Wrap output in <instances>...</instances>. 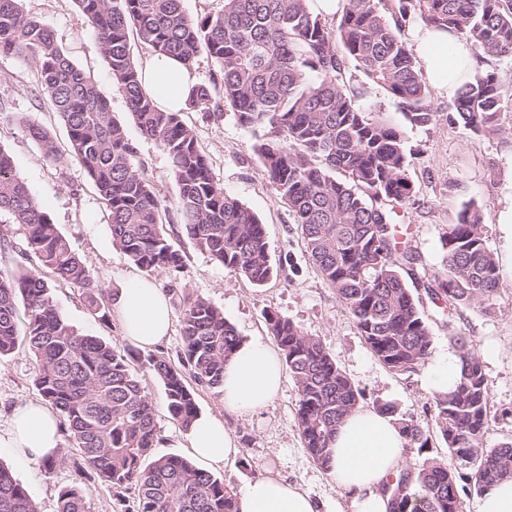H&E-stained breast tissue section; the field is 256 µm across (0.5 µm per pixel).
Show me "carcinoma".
<instances>
[{
  "label": "carcinoma",
  "mask_w": 512,
  "mask_h": 512,
  "mask_svg": "<svg viewBox=\"0 0 512 512\" xmlns=\"http://www.w3.org/2000/svg\"><path fill=\"white\" fill-rule=\"evenodd\" d=\"M0 0V54L30 57L39 92L64 121L69 154L79 161L105 202L113 244L150 273L182 266L164 228L167 206L135 168L136 149L106 99L70 60L52 32L20 8ZM339 22L316 15L311 0H224L216 13L196 18L182 0H76L79 19L93 29L114 86L140 133L168 154L178 186L182 230L201 251L256 286L276 273L263 224L211 175L209 161L182 111L160 109L141 83L129 46L134 34L157 56L192 67L202 53L219 67L222 98L196 85L187 109L217 114L230 107L238 120L262 131L256 147L276 196L301 227L308 259L332 288L378 361L390 371H415L433 349L431 325L403 271L420 255L397 241L392 203L412 190L400 129L362 111L338 83L346 62L398 101L413 125L431 122L429 84L403 39L421 22L466 41L474 55L512 58V0H342ZM504 74L492 69L462 80L448 117L476 133L498 130L505 107ZM50 162L62 159L50 131L26 125ZM342 173L339 179L336 173ZM0 209L27 227V248L54 278L84 289L102 321L108 312L88 265L0 149ZM442 269L427 294L448 312V339L461 361V378L436 396L435 431L455 463L434 457L388 478L389 512H464V498L512 479V440L483 446L490 395L470 337L453 317L479 306L492 309L498 264L486 225L473 207L448 225ZM28 312L18 322V305ZM268 330L297 389V422L312 461L330 470L327 451L336 427L360 407L362 391L315 336L271 313ZM183 366L196 384L218 389L224 363L240 342L224 313L204 298L187 299L182 319ZM39 362L35 385L62 418L63 432L81 450L76 478L59 493L57 512H90L82 478L90 470L114 488L137 490L135 512H238L237 493L224 479L177 455H158L154 406L129 368V353L97 336L79 333L53 301L37 272L0 271V362L20 345ZM163 384L167 410L186 427L198 413L194 391L179 367L162 355L143 358ZM405 447L423 453L431 435L397 419ZM0 512H39L29 491L0 464Z\"/></svg>",
  "instance_id": "1"
}]
</instances>
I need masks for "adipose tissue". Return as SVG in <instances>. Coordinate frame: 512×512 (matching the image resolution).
Wrapping results in <instances>:
<instances>
[{"label":"adipose tissue","instance_id":"obj_1","mask_svg":"<svg viewBox=\"0 0 512 512\" xmlns=\"http://www.w3.org/2000/svg\"><path fill=\"white\" fill-rule=\"evenodd\" d=\"M415 42L430 82L446 94L459 84L461 64L472 63L467 43L441 30L419 27ZM144 88L159 107L184 108L188 92L196 83L192 70L171 57H154L141 67ZM117 314L127 341L152 349L168 336L172 314L168 301L154 279L127 277L119 290ZM285 366L278 349L261 341H241L224 367L220 394L225 410L247 414L264 408L278 395ZM193 456L208 468L224 466L239 452L231 431L222 419L198 414L184 434ZM61 445L59 416L40 402L18 406L0 449H9L26 461L55 457ZM404 436L391 415L360 408L338 426L331 444L329 474L337 490L347 496L353 512H388V497L382 483L405 467ZM239 512H319L316 501L299 486L275 477L249 482L237 503Z\"/></svg>","mask_w":512,"mask_h":512}]
</instances>
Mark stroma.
I'll return each instance as SVG.
<instances>
[{
    "label": "stroma",
    "mask_w": 512,
    "mask_h": 512,
    "mask_svg": "<svg viewBox=\"0 0 512 512\" xmlns=\"http://www.w3.org/2000/svg\"><path fill=\"white\" fill-rule=\"evenodd\" d=\"M25 13L48 27L57 44L75 65L90 76L109 103L113 117L125 125L136 148L135 167L171 207L163 223L174 246L184 256L180 272L157 275L156 281L173 312L172 332L156 347V354L173 364L184 358L180 323L186 297H202L220 308L240 337L272 343L266 324L268 313L290 319L305 334L321 339L338 365L362 390L363 407L392 406L397 416L433 429L434 395L427 386L430 364L397 375L383 366L365 343L352 317L324 283L305 252L301 229L268 183L256 152L258 134L242 125L232 110L222 117L185 112L205 152L214 180L262 220L270 253L278 269L276 278L262 287L229 272L209 254L194 247L180 230V217L172 204L178 194L171 162L153 140L143 137L129 114L126 102L112 84L108 62L95 34L80 25L75 0H21ZM344 84L355 87L358 104L372 116L399 128L404 136L413 193L409 202L394 207V218L406 230L405 240L420 256L407 282L423 289L431 283L443 256L442 240L460 211L474 206L484 217L488 245L499 266V289L491 311L464 310L457 326L471 336L482 363L490 393V418L483 442L492 448L512 440V108H505L495 132L476 133L463 123H449L451 97L431 89L432 121L411 125L397 101L370 83L354 65H347ZM40 74L35 64L14 55H0V149L8 153L20 178L43 205L53 223L87 263L107 304H114L124 280L138 268L112 244L109 211L89 181L83 167L67 156V129L49 100H37ZM48 128L64 157L47 161L39 145L17 122L18 117ZM12 242L0 251V271L23 273L39 270L38 259L26 251V229L14 223L10 212L0 211V235ZM53 300L62 315L80 332L121 343L117 316L100 322L85 306L78 286L53 282ZM155 408L161 454L189 456L183 427L166 407L163 386L141 361L130 363ZM39 365L27 348H18L0 363V432L13 410L38 400L35 379ZM198 408L224 420L239 452L217 477L243 491L255 479L275 475L300 485L313 499L333 512H352L348 498L339 494L328 472L310 458L297 419V390L285 378L279 395L257 413L239 415L226 411L217 390L195 386ZM62 464L53 469L39 462H25L0 452V463L9 466L37 502L39 512H56L60 490L75 476L81 460L72 442H63ZM84 491L91 512H133L137 493L114 488L95 474H86Z\"/></svg>",
    "instance_id": "obj_1"
}]
</instances>
